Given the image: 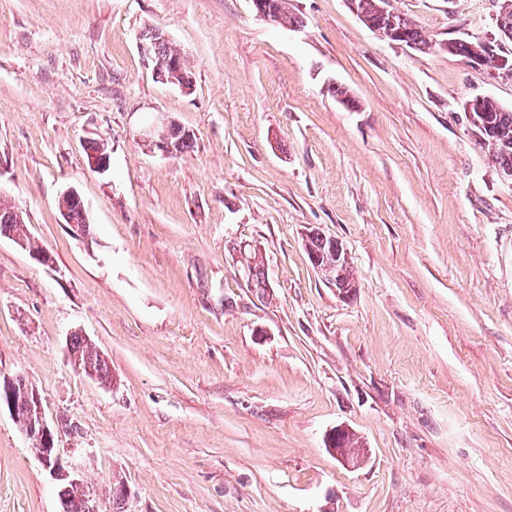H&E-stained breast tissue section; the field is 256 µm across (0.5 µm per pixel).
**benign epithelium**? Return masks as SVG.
<instances>
[{"label": "benign epithelium", "mask_w": 512, "mask_h": 512, "mask_svg": "<svg viewBox=\"0 0 512 512\" xmlns=\"http://www.w3.org/2000/svg\"><path fill=\"white\" fill-rule=\"evenodd\" d=\"M165 36V33L153 26H148L141 30L139 33V44L144 55L153 62L152 73L154 78L167 84H174L175 71L177 70L180 62L176 59L171 60L168 65L162 66L151 55L150 49L157 38ZM470 63L473 67L487 71L489 74L494 75L497 69H504L506 67L512 68L508 63V59L498 53L494 55H487L476 49L472 55ZM174 124L168 115L163 112L158 113L155 120L146 125L138 134L139 140L145 144L152 146L155 151L164 156H174L173 143L169 137V130ZM26 379L22 375H15L13 377H6L0 380V408L5 407L8 409L12 418H17V403L14 396V389L24 384ZM29 398L32 402V412L30 415V424L24 436L31 443L33 450L41 459L44 467L49 470L51 476L57 481H68L72 484L81 482V476L78 473L76 466L72 463H63L61 459L60 448L57 447L58 432L51 426L46 418L42 398L40 393L36 390L29 392ZM343 430V427H338L328 435L326 442L331 446L330 452L336 456V459L347 467H359L363 465L368 458L367 453H362L355 460L350 459L349 455L342 448L334 447L331 442L337 432Z\"/></svg>", "instance_id": "7a95c632"}]
</instances>
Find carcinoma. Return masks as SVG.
Here are the masks:
<instances>
[{"mask_svg": "<svg viewBox=\"0 0 512 512\" xmlns=\"http://www.w3.org/2000/svg\"><path fill=\"white\" fill-rule=\"evenodd\" d=\"M264 9L270 11L273 21L281 26H296L298 19L288 15V0H262ZM358 10L371 22L369 28L387 34L391 25H396L403 31L409 47L424 52L434 47L432 40L415 22L389 5V0H357ZM154 56L158 58H178L182 67L177 81L191 84L192 73L181 53L169 41L152 46ZM468 122L479 145L485 149L500 165L502 171L512 170V109L507 110L491 98L484 99L482 111L468 117ZM9 233L14 237L26 240L27 249L33 252L41 251L29 236L28 225L20 212L0 206V235ZM309 253L319 255L320 267L330 268L339 276L341 285L354 283V274L350 264L340 260L341 252L331 247L328 237L314 230L307 236ZM248 280L259 292L267 288L264 264L259 257L253 255L247 263ZM72 357L79 365L89 367L97 373L100 383L111 381V370L108 363L101 357L97 347L91 340L77 334L71 337ZM60 512H91L89 505L95 503L98 512H103L100 498L81 484H63L60 486Z\"/></svg>", "mask_w": 512, "mask_h": 512, "instance_id": "obj_1", "label": "carcinoma"}]
</instances>
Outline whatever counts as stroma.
Returning a JSON list of instances; mask_svg holds the SVG:
<instances>
[{
	"instance_id": "1",
	"label": "stroma",
	"mask_w": 512,
	"mask_h": 512,
	"mask_svg": "<svg viewBox=\"0 0 512 512\" xmlns=\"http://www.w3.org/2000/svg\"><path fill=\"white\" fill-rule=\"evenodd\" d=\"M391 3L434 42H502L501 0ZM288 11L298 26L252 0H0V203L51 255L0 236V376L40 392L84 484L124 483L121 512H512V181L463 107L512 109V76L384 40L346 0ZM147 25L190 92L154 79ZM158 112L189 150L139 142ZM312 229L347 251L348 297ZM74 333L115 385L76 372ZM339 426L364 465L326 447ZM0 512H60L5 411ZM158 37H166L165 33L153 26L145 27L139 33V44L144 55L151 60L153 63L152 73L154 78L161 82L167 83L171 85L178 86L182 89H189L182 85H177V81L180 83H186L188 85L192 82V73L189 70L188 64L185 58L181 55V53L173 47L168 40H163L158 45H153L154 42L157 41ZM153 45V46H152ZM152 46V52L155 57L158 58H178L181 60L182 67L178 76H176L177 81L173 77L175 75V71L177 70L180 62L176 59H172L167 66L160 65L156 59L149 52ZM175 83V84H174ZM63 200H68L69 202L78 203L81 208L85 211V213L88 215L86 205L82 199V197L79 195V193L74 189H67L63 193H61L60 196ZM62 199H58V207L61 210V208L64 206V203ZM69 211L71 212L70 218L72 219L74 224L69 223V219L67 217V211L65 208L61 210V215L63 217L64 223L68 224L71 232L78 237H84L86 235V231L84 227L81 224L85 223V220L83 216L81 215L79 209L76 207H73L68 202L65 203ZM329 237L323 235L320 232H316L311 230L307 236V247L310 254L314 253L319 255L321 258V263L319 265L320 269L323 270L324 267L331 268L335 271V274L339 276V282L341 285H351L355 284L353 270L351 269L350 263H343L340 260V255L342 252H339V249L336 247H330ZM311 261L315 267H318L317 261L314 257H311ZM330 270L326 271V275L330 283L336 287V292L342 298L346 297V294H350L352 291L347 290V293L337 288L336 278L333 276V273ZM347 429L344 427H337L334 431H332L327 439L326 442L330 447L335 448H329V451L336 456V459L342 463L344 466L355 468L363 465L368 458L367 452L361 453L357 459L354 460V465L349 457V455L345 452L344 448H348L349 451L355 453L358 451L359 448H361L362 441L361 437L357 436L355 433L353 434H347L340 436L337 441L338 448H336V440L335 444L331 442V439L337 434L339 431H346Z\"/></svg>"
}]
</instances>
